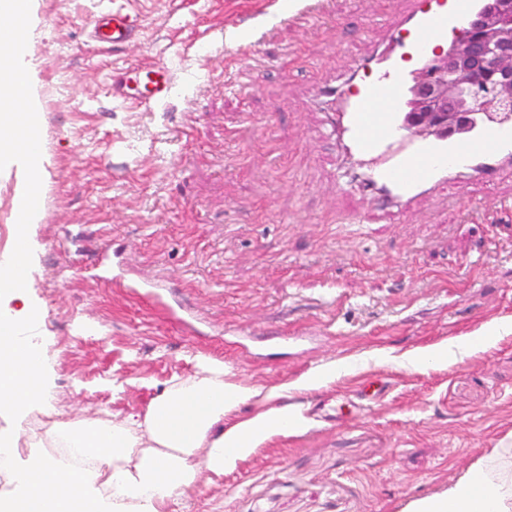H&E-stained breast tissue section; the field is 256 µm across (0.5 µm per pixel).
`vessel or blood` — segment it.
I'll list each match as a JSON object with an SVG mask.
<instances>
[{"label":"vessel or blood","instance_id":"vessel-or-blood-1","mask_svg":"<svg viewBox=\"0 0 512 512\" xmlns=\"http://www.w3.org/2000/svg\"><path fill=\"white\" fill-rule=\"evenodd\" d=\"M474 6L475 0H409L405 12L388 22L383 48L369 61L366 75L346 90L320 92L322 109L337 116L346 151L378 160L370 187L386 203L407 204L420 192L442 189L453 170L478 176L489 160H512V128L491 127L463 139H416L399 121L411 75L407 61L424 57L459 32ZM139 31L137 18L105 11L91 38L107 50ZM171 94L172 83L161 71H138L119 83L120 97L139 107L163 103Z\"/></svg>","mask_w":512,"mask_h":512}]
</instances>
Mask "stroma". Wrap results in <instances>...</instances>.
<instances>
[{
	"label": "stroma",
	"mask_w": 512,
	"mask_h": 512,
	"mask_svg": "<svg viewBox=\"0 0 512 512\" xmlns=\"http://www.w3.org/2000/svg\"><path fill=\"white\" fill-rule=\"evenodd\" d=\"M280 3L36 0L42 207L12 307L39 311L58 431L142 411L205 363L255 391L225 425L285 404L303 418L166 512H405L512 465V328L470 344L512 319V167L380 210L310 94L374 57L406 0L286 19ZM109 6L142 27L103 51L88 32ZM158 67L166 103L113 95ZM429 345L447 361L420 365ZM310 372L325 384L300 388Z\"/></svg>",
	"instance_id": "1"
}]
</instances>
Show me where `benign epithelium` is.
<instances>
[{
  "mask_svg": "<svg viewBox=\"0 0 512 512\" xmlns=\"http://www.w3.org/2000/svg\"><path fill=\"white\" fill-rule=\"evenodd\" d=\"M410 131L469 134L492 112H512V0H483L465 33L427 59L405 93Z\"/></svg>",
  "mask_w": 512,
  "mask_h": 512,
  "instance_id": "obj_1",
  "label": "benign epithelium"
}]
</instances>
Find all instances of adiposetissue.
Instances as JSON below:
<instances>
[{"label": "adipose tissue", "mask_w": 512, "mask_h": 512, "mask_svg": "<svg viewBox=\"0 0 512 512\" xmlns=\"http://www.w3.org/2000/svg\"><path fill=\"white\" fill-rule=\"evenodd\" d=\"M223 365L205 366L201 376L174 380L144 413L70 430L73 443L94 460V471L79 474L49 461L17 468L11 496L0 512H75L84 495L90 512H164L184 497L202 471L215 474L301 419L288 407H274L225 426L224 418L253 395L252 388L225 381ZM203 461H196L197 452ZM108 473L109 499L89 494L98 474ZM407 512H512V469L466 472L447 492L411 502Z\"/></svg>", "instance_id": "ef3b65f1"}]
</instances>
